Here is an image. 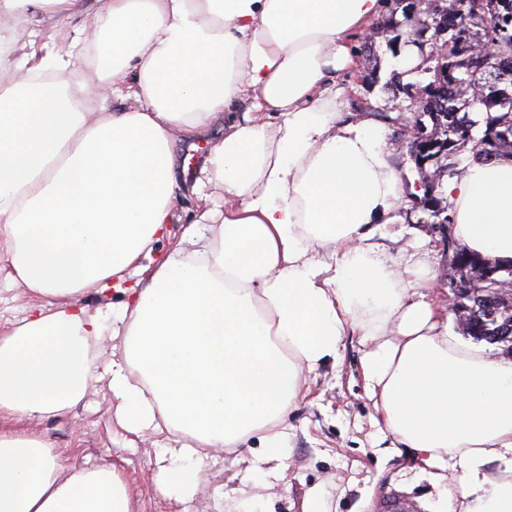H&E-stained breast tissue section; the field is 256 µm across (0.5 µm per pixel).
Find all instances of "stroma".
<instances>
[{
    "mask_svg": "<svg viewBox=\"0 0 512 512\" xmlns=\"http://www.w3.org/2000/svg\"><path fill=\"white\" fill-rule=\"evenodd\" d=\"M364 35L352 42L357 65L338 72L344 89L339 99L342 120L367 115L382 137L393 146L390 157L403 193L416 190L418 174L401 143L399 113L391 86L405 66L395 58L386 39L373 53L362 49ZM211 134L195 149L179 144L177 170L187 182L175 201L177 213L188 217L208 207L206 198L190 186L200 175L209 150L219 141ZM436 222L431 212L410 210L401 204L392 223L378 227L384 248L392 254L432 237ZM362 346L358 337L344 341L337 363L310 374L304 393L288 413L287 469L275 488H267L261 474H247L232 451L205 449L202 479L193 497L168 495L157 483L154 450L166 434H134L113 419L112 399L102 384H93L82 403L56 417L20 422L19 428L49 441L60 453L62 466L80 464L115 467L133 495L138 512H223L225 489H237L238 512H301L306 493L321 490L326 512H438L437 490L431 477L421 473L410 451L387 450L375 421L361 372Z\"/></svg>",
    "mask_w": 512,
    "mask_h": 512,
    "instance_id": "stroma-1",
    "label": "stroma"
}]
</instances>
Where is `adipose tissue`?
I'll use <instances>...</instances> for the list:
<instances>
[{"instance_id": "obj_1", "label": "adipose tissue", "mask_w": 512, "mask_h": 512, "mask_svg": "<svg viewBox=\"0 0 512 512\" xmlns=\"http://www.w3.org/2000/svg\"><path fill=\"white\" fill-rule=\"evenodd\" d=\"M83 0H0V19L66 20ZM382 0H106L93 61L120 105L66 80L79 38L0 62V276L36 299L0 333V420L58 415L105 383L117 425L168 433L155 465L194 495L203 448L257 440L250 469L285 468L284 416L305 376L358 334L385 430L442 471L456 512H512V361L448 332L431 250L375 239L401 200L372 120L341 122L338 71ZM224 135L201 171L222 209L170 236L179 141ZM453 233L512 262V158L471 160L443 186ZM116 293L112 322L77 302ZM119 349L95 365L103 338ZM503 468L489 469L490 461ZM0 512H135L109 466L63 468L45 439L0 428Z\"/></svg>"}]
</instances>
